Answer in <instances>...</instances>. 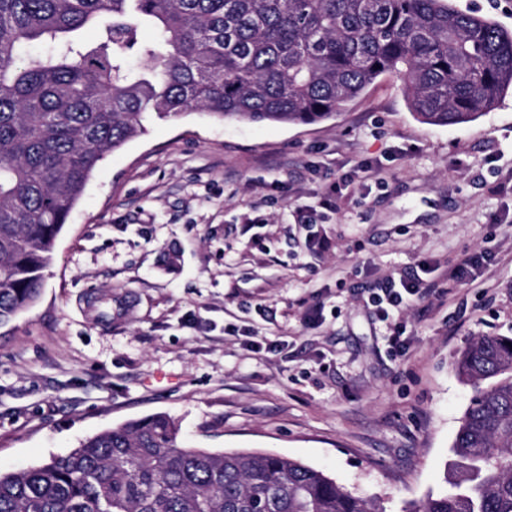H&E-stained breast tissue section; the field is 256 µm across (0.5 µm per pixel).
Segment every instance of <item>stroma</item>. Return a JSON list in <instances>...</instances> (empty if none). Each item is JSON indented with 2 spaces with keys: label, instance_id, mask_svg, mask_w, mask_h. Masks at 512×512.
<instances>
[{
  "label": "stroma",
  "instance_id": "1",
  "mask_svg": "<svg viewBox=\"0 0 512 512\" xmlns=\"http://www.w3.org/2000/svg\"><path fill=\"white\" fill-rule=\"evenodd\" d=\"M479 251L478 278L449 279ZM422 262L440 292L399 313L395 357L364 285ZM488 335L512 336L511 94L431 126L387 74L315 124L154 119L101 163L39 300L0 327V471L165 413L186 446L294 458L407 512L447 488L475 394L456 364Z\"/></svg>",
  "mask_w": 512,
  "mask_h": 512
}]
</instances>
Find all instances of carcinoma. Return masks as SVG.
Listing matches in <instances>:
<instances>
[{
  "label": "carcinoma",
  "mask_w": 512,
  "mask_h": 512,
  "mask_svg": "<svg viewBox=\"0 0 512 512\" xmlns=\"http://www.w3.org/2000/svg\"><path fill=\"white\" fill-rule=\"evenodd\" d=\"M388 73L420 122L474 121L512 90V31L453 0H0V326L39 299L87 183L145 121L315 123ZM456 369L478 389L449 490L410 512H512V337ZM0 512L378 510L287 457L188 448L156 413L0 472Z\"/></svg>",
  "instance_id": "obj_1"
}]
</instances>
